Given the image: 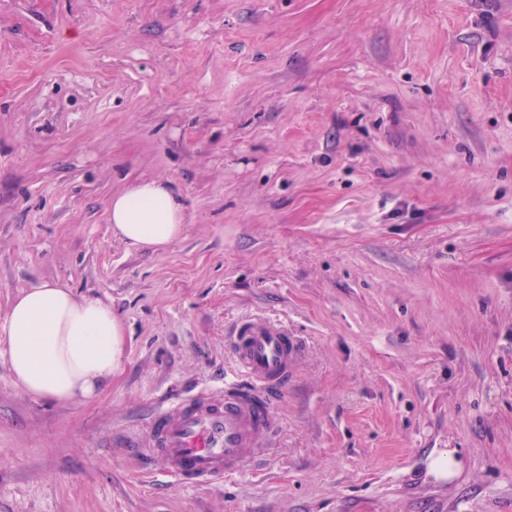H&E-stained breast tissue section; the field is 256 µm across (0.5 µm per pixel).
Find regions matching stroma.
<instances>
[{
	"mask_svg": "<svg viewBox=\"0 0 512 512\" xmlns=\"http://www.w3.org/2000/svg\"><path fill=\"white\" fill-rule=\"evenodd\" d=\"M151 178L186 214L157 251L108 215ZM45 280L127 350L72 402L0 355V512H512V0H0V323ZM246 317L303 343L273 455L133 457L241 380ZM429 469L436 479L451 480L456 477L461 471L457 450L448 448V450L432 457Z\"/></svg>",
	"mask_w": 512,
	"mask_h": 512,
	"instance_id": "1",
	"label": "stroma"
}]
</instances>
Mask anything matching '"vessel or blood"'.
<instances>
[{
	"label": "vessel or blood",
	"mask_w": 512,
	"mask_h": 512,
	"mask_svg": "<svg viewBox=\"0 0 512 512\" xmlns=\"http://www.w3.org/2000/svg\"><path fill=\"white\" fill-rule=\"evenodd\" d=\"M239 382L158 409L137 455L179 481L207 485L238 474L274 447L276 400L288 390L300 345L287 327L250 319L230 332Z\"/></svg>",
	"instance_id": "b4317fda"
}]
</instances>
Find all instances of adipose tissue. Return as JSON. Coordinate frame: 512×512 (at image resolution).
Wrapping results in <instances>:
<instances>
[{
  "label": "adipose tissue",
  "instance_id": "adipose-tissue-1",
  "mask_svg": "<svg viewBox=\"0 0 512 512\" xmlns=\"http://www.w3.org/2000/svg\"><path fill=\"white\" fill-rule=\"evenodd\" d=\"M109 221L129 244L155 250L180 238L185 209L168 182L143 180L112 198ZM0 344L16 383L53 402L92 398L125 356L123 328L111 306L62 281L38 283L13 301Z\"/></svg>",
  "mask_w": 512,
  "mask_h": 512
}]
</instances>
